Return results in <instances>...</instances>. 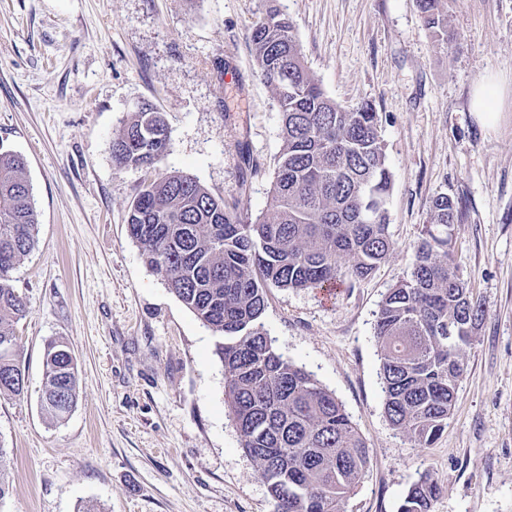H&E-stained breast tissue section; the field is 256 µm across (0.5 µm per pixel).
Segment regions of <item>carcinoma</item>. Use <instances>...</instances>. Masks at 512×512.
<instances>
[{
	"label": "carcinoma",
	"instance_id": "obj_1",
	"mask_svg": "<svg viewBox=\"0 0 512 512\" xmlns=\"http://www.w3.org/2000/svg\"><path fill=\"white\" fill-rule=\"evenodd\" d=\"M442 0H416L425 26L442 29ZM249 39L262 80L282 116L267 213L243 214L196 179L165 173L144 181L128 208V231L149 268L221 338L226 395L242 448L255 462L275 512H345L370 462V449L336 397L277 352L262 330L266 288L322 289L370 276L393 249L387 208L392 174L378 112L346 109L328 97L305 60L295 26L269 6ZM162 114L144 103L112 139L119 169H151L167 151ZM455 202L435 196L406 278L382 301L384 411L414 448L448 427L467 369L464 346L486 307L458 274L450 251ZM37 215L21 156L0 151V398L24 395L16 326L27 315L11 285L34 249ZM41 404L60 422L76 404L78 364L68 343L44 350ZM11 493L0 442V500ZM439 493L412 483L398 512H431Z\"/></svg>",
	"mask_w": 512,
	"mask_h": 512
}]
</instances>
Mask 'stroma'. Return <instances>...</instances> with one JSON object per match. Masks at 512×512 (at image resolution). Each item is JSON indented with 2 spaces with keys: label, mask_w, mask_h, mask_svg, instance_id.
Segmentation results:
<instances>
[{
  "label": "stroma",
  "mask_w": 512,
  "mask_h": 512,
  "mask_svg": "<svg viewBox=\"0 0 512 512\" xmlns=\"http://www.w3.org/2000/svg\"><path fill=\"white\" fill-rule=\"evenodd\" d=\"M325 93L379 114L392 174L394 250L333 303L267 291L275 348L342 403L371 450L347 512H397L421 475L431 512H512V0H443L447 37L415 0H277ZM263 0H0V149L23 156L37 243L14 272L27 391L0 399L12 493L0 512H273L241 446L219 337L167 288L129 235L147 171L115 169L111 145L137 105L170 130L161 173L191 176L226 204L267 211L280 113L249 29ZM500 117L471 110L482 77ZM458 207L451 249L486 315L445 432L413 448L388 423L374 325L409 271L429 205ZM79 369L77 403L41 407L48 340Z\"/></svg>",
  "instance_id": "35a3bbf8"
}]
</instances>
